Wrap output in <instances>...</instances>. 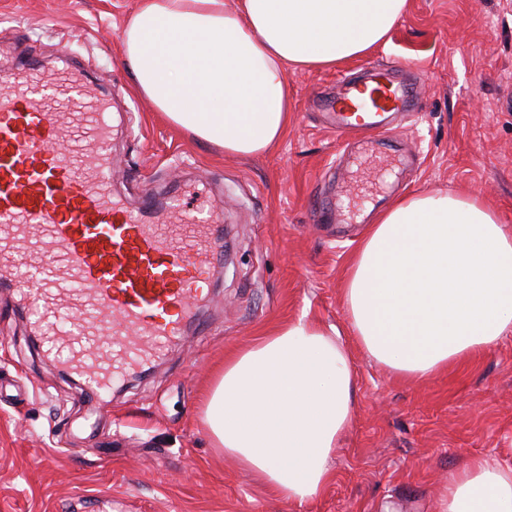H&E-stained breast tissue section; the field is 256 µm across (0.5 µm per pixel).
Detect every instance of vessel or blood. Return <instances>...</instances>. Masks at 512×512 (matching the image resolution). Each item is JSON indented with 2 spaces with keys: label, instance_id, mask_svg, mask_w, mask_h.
Masks as SVG:
<instances>
[{
  "label": "vessel or blood",
  "instance_id": "b4317fda",
  "mask_svg": "<svg viewBox=\"0 0 512 512\" xmlns=\"http://www.w3.org/2000/svg\"><path fill=\"white\" fill-rule=\"evenodd\" d=\"M370 98L342 84L330 109L337 134L383 137L414 109L415 95L387 66L367 69ZM111 101L70 62L48 69L36 59L0 69V280L19 301L34 303L32 321L46 359L105 389L157 358L190 320L222 253L210 212L171 202L173 223L153 218V202L130 208L112 191ZM36 248V276L16 278L8 263L20 245ZM83 310L80 328L56 327L60 314ZM121 326L126 338L110 335Z\"/></svg>",
  "mask_w": 512,
  "mask_h": 512
}]
</instances>
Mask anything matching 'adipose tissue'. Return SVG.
<instances>
[{
    "label": "adipose tissue",
    "instance_id": "obj_1",
    "mask_svg": "<svg viewBox=\"0 0 512 512\" xmlns=\"http://www.w3.org/2000/svg\"><path fill=\"white\" fill-rule=\"evenodd\" d=\"M408 0H140L122 35L135 88L175 126L264 154L286 135L287 71L384 44ZM342 302L357 344L425 381L512 335V225L461 190L402 197L367 225ZM342 331L303 315L224 364L204 410L216 447L278 497L317 498L350 425L355 375ZM440 512H512V467L450 473Z\"/></svg>",
    "mask_w": 512,
    "mask_h": 512
}]
</instances>
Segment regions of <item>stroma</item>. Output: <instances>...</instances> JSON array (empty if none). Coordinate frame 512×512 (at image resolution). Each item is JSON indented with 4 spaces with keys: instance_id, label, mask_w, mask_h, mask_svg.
Returning a JSON list of instances; mask_svg holds the SVG:
<instances>
[{
    "instance_id": "35a3bbf8",
    "label": "stroma",
    "mask_w": 512,
    "mask_h": 512,
    "mask_svg": "<svg viewBox=\"0 0 512 512\" xmlns=\"http://www.w3.org/2000/svg\"><path fill=\"white\" fill-rule=\"evenodd\" d=\"M138 0H0V65L53 64L61 45L130 114L112 142L129 206L206 204L230 231L213 287L145 375L87 393L43 357L27 311L0 288V512H438L450 472L512 465V337L413 384L345 342L355 411L317 499L266 493L216 449L204 398L224 356L302 314L346 327L348 260L376 200L465 189L512 224V0H408L384 45L326 69L289 70L288 133L249 159L175 128L134 91L122 32ZM403 62L419 109L393 140L341 149L322 125L342 76ZM350 199L342 222L325 223Z\"/></svg>"
}]
</instances>
